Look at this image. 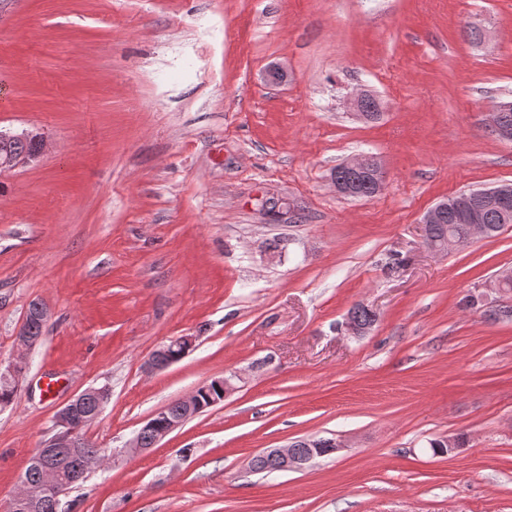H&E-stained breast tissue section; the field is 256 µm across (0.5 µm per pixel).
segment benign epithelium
Here are the masks:
<instances>
[{
  "label": "benign epithelium",
  "instance_id": "7a95c632",
  "mask_svg": "<svg viewBox=\"0 0 512 512\" xmlns=\"http://www.w3.org/2000/svg\"><path fill=\"white\" fill-rule=\"evenodd\" d=\"M369 94L358 93L347 99V107L354 111L357 117L370 121L376 115L363 108L364 101ZM508 104L502 103L496 107L490 119V126L497 137L505 141H512V117L504 112ZM33 136V132L22 130L11 132L0 130V173L12 171L28 165L31 158L24 155H16L9 151V145ZM365 181V189L373 195L383 191L386 183V171L380 160L373 155H360L342 164V167L331 176L332 185L336 193L343 197H351L360 191L358 180ZM454 208L456 219L461 224L470 225V239L474 240L484 236V228L481 224L482 214L487 209L499 212L503 220H512V185H501L494 188L482 189L477 192L459 196L452 201H442L431 207L423 215L421 223L424 229H429L433 224H443L448 218V208ZM50 310L44 304H34L32 316L24 320L16 333L18 345L27 351L34 348L40 341V337L30 333L31 322L43 324L49 320ZM194 339L191 336H179L169 343L161 346L147 360L146 370L150 372L160 371L172 365L173 360L168 358L170 351L177 348L182 353L192 349ZM86 399V392L76 394L67 399L58 409L55 419L56 425L62 431L54 434L42 447L35 450L34 463L38 465L41 473L39 483L20 490L10 503L9 512H38L46 502L53 508L60 507V496L63 494L62 482L58 475L63 471L80 477L81 473L91 468L92 462L86 456L78 454L77 428L79 421L92 422L98 418L100 411L92 413L82 412V405ZM185 420L165 419V410H160L149 418L139 429L135 438L129 443L128 448L132 452L142 451V436L150 432L155 436V442H160ZM264 454H271L279 464L280 470H300L315 460L314 456H299L295 454L293 445L287 444L276 448H265Z\"/></svg>",
  "mask_w": 512,
  "mask_h": 512
}]
</instances>
